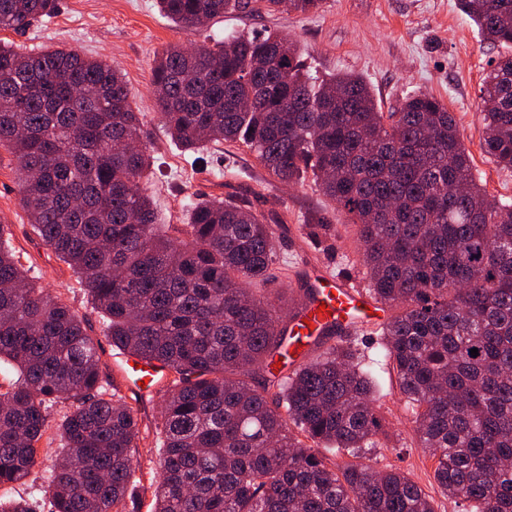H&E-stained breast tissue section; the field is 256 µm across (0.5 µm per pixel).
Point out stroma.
<instances>
[{"instance_id": "stroma-1", "label": "stroma", "mask_w": 512, "mask_h": 512, "mask_svg": "<svg viewBox=\"0 0 512 512\" xmlns=\"http://www.w3.org/2000/svg\"><path fill=\"white\" fill-rule=\"evenodd\" d=\"M249 3L244 11L190 31L161 16L156 0H62L57 14L22 33L2 30L0 40L35 48L66 46L118 65L132 106L142 113L149 132L154 165L142 185L152 196L161 222L185 223L184 203L190 198L255 194L257 213L276 212L282 218L274 230L280 259L287 267L277 273L274 287L278 290L298 289L306 262L364 286L356 230L340 223L335 204L310 184L281 183L247 149L229 152L224 146L210 144L199 152L185 153L171 142L152 94L155 61L171 44L193 47L230 34L261 35L275 30L298 41L318 77L339 71L360 75L382 111H390L415 92L430 93L453 112L474 173L488 195L512 201V171L500 169L483 154L477 110L479 89L492 61L512 53V48L483 43L458 0H325L319 12L309 14H269L261 0ZM310 212L325 215L329 226H306L303 217ZM0 226L10 235L27 276L83 316L98 341L105 381L122 386L126 402L138 410L142 437L146 443L156 444L160 396H143L123 387V353L104 335L102 317L77 275L33 233L20 203L15 162L4 147L0 148ZM354 341L363 364L376 377L381 394L379 413L390 436L389 447L371 451L375 468L400 469L432 496L435 512H461L459 504L442 495L434 482V458L417 441L413 415L384 358L378 325L362 328ZM60 450L59 440L44 443L34 473L25 482L1 486L0 497H21L32 503L35 512H51L42 488L46 471Z\"/></svg>"}]
</instances>
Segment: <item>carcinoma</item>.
I'll return each mask as SVG.
<instances>
[{"instance_id":"1","label":"carcinoma","mask_w":512,"mask_h":512,"mask_svg":"<svg viewBox=\"0 0 512 512\" xmlns=\"http://www.w3.org/2000/svg\"><path fill=\"white\" fill-rule=\"evenodd\" d=\"M156 5L193 28L249 3ZM460 5L482 40L512 46V0ZM58 9L0 0V30ZM152 86L183 151L245 147L270 176L339 204L357 226L368 291L393 311L385 356L437 486L467 512H512V204L475 177L445 103L416 92L381 112L362 77L317 80L279 33L171 45ZM480 98L482 149L512 171V56ZM147 139L112 64L0 43V146L13 150L28 223L78 275L112 346L173 375L149 512H435L403 472L361 461L381 423L353 342L274 373L290 357L282 309L306 296L267 291L279 257L266 218L247 196L198 198L170 234L140 184L153 165ZM97 343L72 306L29 280L0 225V362L16 370L0 390V486L40 464L50 408L67 403L47 478L52 512H130L135 501L137 410L102 386Z\"/></svg>"}]
</instances>
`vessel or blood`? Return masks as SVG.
<instances>
[{
	"label": "vessel or blood",
	"instance_id": "vessel-or-blood-1",
	"mask_svg": "<svg viewBox=\"0 0 512 512\" xmlns=\"http://www.w3.org/2000/svg\"><path fill=\"white\" fill-rule=\"evenodd\" d=\"M308 286L313 290V297L297 316L293 330L294 340L300 341L303 348H310L319 336L368 323L367 311L375 305L369 293L327 269L311 271ZM161 374L160 366L140 364L130 358L126 361L123 378L128 387L134 388L142 381L155 384Z\"/></svg>",
	"mask_w": 512,
	"mask_h": 512
}]
</instances>
